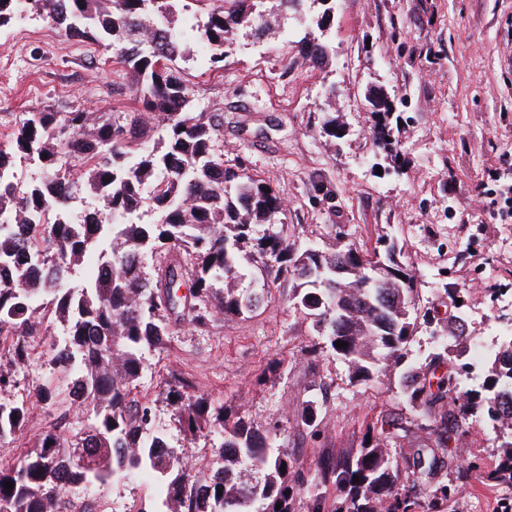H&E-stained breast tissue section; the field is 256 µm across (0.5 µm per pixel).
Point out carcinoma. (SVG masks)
Here are the masks:
<instances>
[{"label":"carcinoma","mask_w":512,"mask_h":512,"mask_svg":"<svg viewBox=\"0 0 512 512\" xmlns=\"http://www.w3.org/2000/svg\"><path fill=\"white\" fill-rule=\"evenodd\" d=\"M269 1L280 13L309 1L322 6L311 14L319 31L333 23L336 0H195L210 64L224 61L240 28L264 32L258 20ZM34 2L43 19L70 36L113 49L114 62L133 78L136 107L107 118L80 108L27 112L0 132V342L23 361L27 337L60 324L63 338L50 345L51 362L71 377L70 402L91 419L84 429L51 428L19 466L0 467V512H63L65 495L80 485L141 467L159 474L167 512H249L256 501L259 512H293L299 488L289 480L291 459L270 435L230 419L205 397L168 388L190 434L223 429L216 454L224 466L199 478L186 466L174 468L175 451L157 452L164 440L148 437L151 403L132 397L144 351L165 344L175 327L239 316L261 301L241 288L249 268L274 282L288 279L294 304L353 382L399 373L417 428L428 430L412 452L410 485L389 445L413 434L414 424L397 414L374 426L371 443L321 461L313 486L336 488V512H435L451 503L456 484H436L426 503L417 488L448 468L449 441L483 421L501 439V459L488 478L512 487V416L501 415L500 403L512 398V338L487 359L482 392L460 387L446 346L424 363L404 365L419 328V295L401 250L390 244L381 266L337 237L320 249L290 241L271 180L224 165V114L191 113V91L176 67L184 50L174 51L183 43L174 28L179 0ZM332 52L318 37L301 40L299 54L314 68ZM372 135L383 149L394 138L381 121ZM22 161L36 165L38 177L19 181ZM86 191L98 204L75 223L71 210ZM13 224L24 225L25 235ZM188 265L189 294L180 296ZM338 340L347 346H335ZM28 415L23 400L0 404L1 445Z\"/></svg>","instance_id":"cac0c4a2"}]
</instances>
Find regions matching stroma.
Masks as SVG:
<instances>
[{"instance_id":"1","label":"stroma","mask_w":512,"mask_h":512,"mask_svg":"<svg viewBox=\"0 0 512 512\" xmlns=\"http://www.w3.org/2000/svg\"><path fill=\"white\" fill-rule=\"evenodd\" d=\"M204 15L186 0L177 27L190 49L177 66L192 92L194 112L224 115V163L273 182L284 202L280 219L297 247L344 232L368 250L384 252L380 234L402 248L417 278L421 308L432 326H420L407 347L424 362L441 344L436 325L464 318L465 336L495 343L512 333V0H336L324 34L333 53L324 69L298 63L299 41L312 27L305 17L273 20L262 37L239 32L220 69H213L197 32ZM393 100L404 148L376 152L367 98ZM125 68L104 48L68 36L27 11L0 27V128L22 114L83 108L110 113L132 107ZM344 127L341 140L322 136L326 115ZM329 196L315 192V182ZM263 300L238 317L214 316L207 326L181 327L166 344L146 352L134 392L149 397L154 428L174 448L177 462L199 476L219 467L214 453L224 435H190L178 422L170 385L208 398L226 413L275 435L288 449L292 474L304 480L294 512H310V482L318 463L361 447L366 429L387 414L412 417L398 378L353 383L344 362L289 299L286 281L254 278ZM62 332L31 337L32 354L11 363L0 352L10 384L0 403L26 400L29 419L0 463L17 465L59 417L72 427L85 414L65 401L42 402V385L65 386L49 347ZM313 406V426L301 414ZM438 481L477 459L494 467L499 441L489 426L471 429L451 450ZM77 506L94 512H159L155 486L142 470L126 478L81 487ZM452 512H512V488L470 478Z\"/></svg>"}]
</instances>
